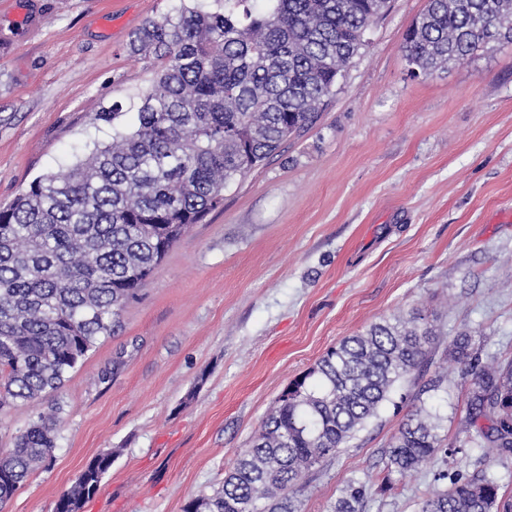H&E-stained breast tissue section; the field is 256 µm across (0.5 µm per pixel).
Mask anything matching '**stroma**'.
Returning a JSON list of instances; mask_svg holds the SVG:
<instances>
[{"label":"stroma","instance_id":"stroma-1","mask_svg":"<svg viewBox=\"0 0 512 512\" xmlns=\"http://www.w3.org/2000/svg\"><path fill=\"white\" fill-rule=\"evenodd\" d=\"M182 4L0 0L1 205L135 124L158 66L131 44ZM426 4L391 0L317 122L225 191L60 389L0 412V448L57 418L51 460L4 512H54L104 452L112 467L81 512H183L221 487L291 380L414 308L439 334L426 362L313 472L297 512H332L350 480L368 489L363 512H420L479 473L512 498V457L487 460L470 442L448 352L467 329L480 358L512 359V43L410 76L401 46ZM116 103L117 123L99 120ZM420 405L441 450L417 472L388 473L382 451Z\"/></svg>","mask_w":512,"mask_h":512}]
</instances>
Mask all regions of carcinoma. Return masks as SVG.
Listing matches in <instances>:
<instances>
[{"label":"carcinoma","instance_id":"obj_1","mask_svg":"<svg viewBox=\"0 0 512 512\" xmlns=\"http://www.w3.org/2000/svg\"><path fill=\"white\" fill-rule=\"evenodd\" d=\"M224 0L149 20L135 53L159 70L139 96L137 123L65 173L35 179L0 207V410L61 387L188 229L224 205V190L308 130L320 106L384 16L389 0ZM512 42V0H427L402 50L411 73L432 75ZM427 315L382 319L330 347L291 381L224 475L221 491L183 512H295L303 479L377 415L395 385L427 357ZM473 336L448 348L466 386V423L486 457L512 453V360L484 363ZM440 445L415 408L384 452L388 473H411ZM44 417L0 450V504L52 456ZM112 467L90 461L59 501L79 510ZM498 483L458 478L421 512H512ZM349 481L333 512H362Z\"/></svg>","mask_w":512,"mask_h":512}]
</instances>
